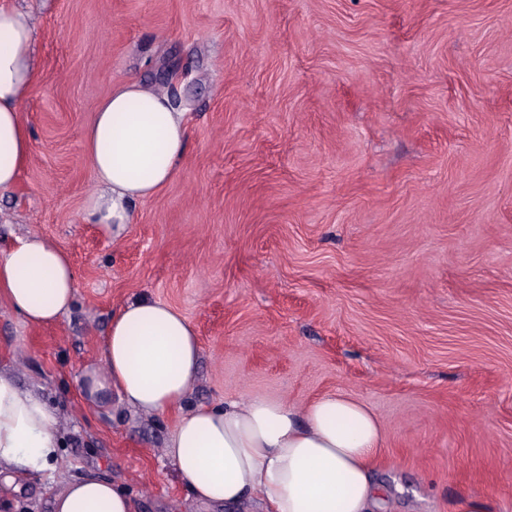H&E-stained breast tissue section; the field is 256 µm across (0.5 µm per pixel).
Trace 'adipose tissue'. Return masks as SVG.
Segmentation results:
<instances>
[{
    "instance_id": "ef3b65f1",
    "label": "adipose tissue",
    "mask_w": 512,
    "mask_h": 512,
    "mask_svg": "<svg viewBox=\"0 0 512 512\" xmlns=\"http://www.w3.org/2000/svg\"><path fill=\"white\" fill-rule=\"evenodd\" d=\"M35 41L29 18L0 0V190L17 182L30 154L20 112L35 78ZM186 138V117L167 95L133 79L117 84L84 135L100 187L84 222L112 232L130 223L134 205L173 178ZM76 288L71 263L53 242L34 236L0 249V305L24 322H57ZM103 352L106 370L86 374L84 394H115L137 411L174 414L166 454L196 500L257 501L266 512H375L381 489L370 463L384 434L365 403L336 392L304 406L260 396L189 404L200 365L196 328L148 297L113 313ZM61 446L55 409L0 369V469L51 466ZM51 512H136V504L111 480L89 475L65 485Z\"/></svg>"
}]
</instances>
